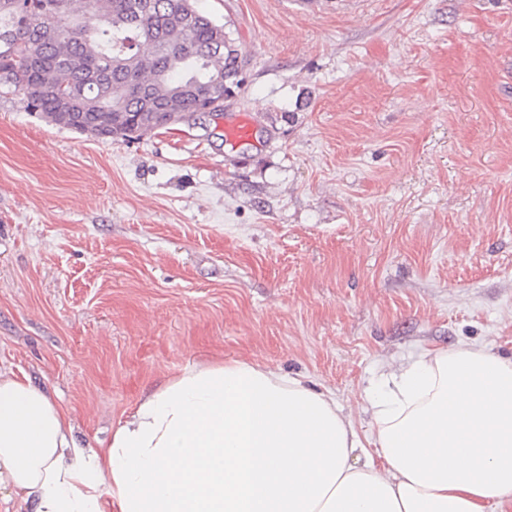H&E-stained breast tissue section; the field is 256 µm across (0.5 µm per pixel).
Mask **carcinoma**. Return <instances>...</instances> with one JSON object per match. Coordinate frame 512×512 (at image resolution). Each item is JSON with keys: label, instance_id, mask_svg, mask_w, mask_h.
<instances>
[{"label": "carcinoma", "instance_id": "obj_1", "mask_svg": "<svg viewBox=\"0 0 512 512\" xmlns=\"http://www.w3.org/2000/svg\"><path fill=\"white\" fill-rule=\"evenodd\" d=\"M77 2L0 0V86L55 126L68 95L104 138L135 139L167 127L163 114L192 116L234 64L224 25L196 0Z\"/></svg>", "mask_w": 512, "mask_h": 512}]
</instances>
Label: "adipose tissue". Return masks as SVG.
I'll return each instance as SVG.
<instances>
[{
	"label": "adipose tissue",
	"mask_w": 512,
	"mask_h": 512,
	"mask_svg": "<svg viewBox=\"0 0 512 512\" xmlns=\"http://www.w3.org/2000/svg\"><path fill=\"white\" fill-rule=\"evenodd\" d=\"M362 441L335 397L243 360L184 368L85 448L28 378L0 375V494L31 512H505L512 359L424 351L383 376ZM379 462H360L366 445ZM107 495H100V485Z\"/></svg>",
	"instance_id": "1"
}]
</instances>
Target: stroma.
Instances as JSON below:
<instances>
[{"label":"stroma","instance_id":"35a3bbf8","mask_svg":"<svg viewBox=\"0 0 512 512\" xmlns=\"http://www.w3.org/2000/svg\"><path fill=\"white\" fill-rule=\"evenodd\" d=\"M197 5L237 51L221 118L97 139L0 88V372L103 448L216 357L304 377L363 436L422 350L512 358V0Z\"/></svg>","mask_w":512,"mask_h":512}]
</instances>
